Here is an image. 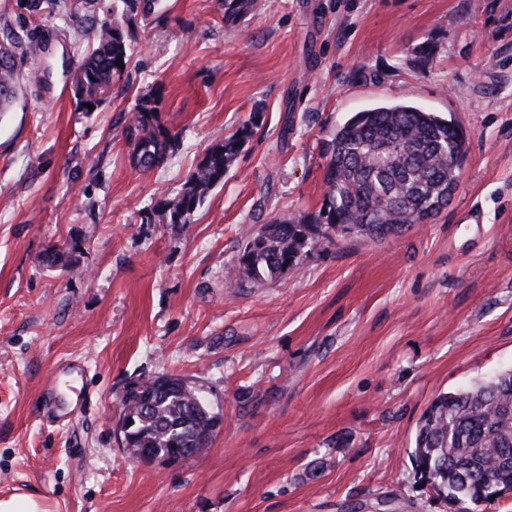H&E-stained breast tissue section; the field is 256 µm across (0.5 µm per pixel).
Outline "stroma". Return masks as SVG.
<instances>
[{
	"label": "stroma",
	"mask_w": 512,
	"mask_h": 512,
	"mask_svg": "<svg viewBox=\"0 0 512 512\" xmlns=\"http://www.w3.org/2000/svg\"><path fill=\"white\" fill-rule=\"evenodd\" d=\"M26 27L44 67L0 114V497L50 512H512L437 495L411 458L440 393L512 367V0H158L128 63L77 110L71 0ZM160 90L182 146L134 171L124 129ZM407 102L454 119L468 151L430 223L341 234L298 271L236 278L248 234L318 211L324 150L355 112ZM254 138L191 224H146L207 150ZM72 250L79 272L42 262ZM173 374L220 423L178 460L130 458L121 399ZM0 512H49L42 501L26 493L0 498Z\"/></svg>",
	"instance_id": "35a3bbf8"
}]
</instances>
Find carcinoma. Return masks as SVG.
I'll return each mask as SVG.
<instances>
[{
    "mask_svg": "<svg viewBox=\"0 0 512 512\" xmlns=\"http://www.w3.org/2000/svg\"><path fill=\"white\" fill-rule=\"evenodd\" d=\"M224 20L258 8V0H222ZM138 14L137 0H115L93 26L78 33L72 91L77 105L98 106L122 76L128 46L123 26ZM41 57L23 34L0 38V112L11 111L22 69L35 70ZM160 95L139 99L125 127L134 168L164 164L179 147V136L160 121ZM253 118L205 153L185 188L145 213L148 224H189L206 195L224 182V173L254 136ZM466 153L463 130L452 120L407 104L380 105L349 118L334 132L326 150L325 203L319 211L262 224L249 236L237 276L261 281L298 270L302 253L332 241L331 233L373 240L402 233L434 219L457 189ZM123 414L133 423L127 452L165 448L174 459L185 449L209 445L218 426L201 392L184 379H146L123 396ZM416 470L436 473L446 497L479 503L491 486H512V368L493 379L442 393L419 421L412 454Z\"/></svg>",
    "mask_w": 512,
    "mask_h": 512,
    "instance_id": "1",
    "label": "carcinoma"
}]
</instances>
